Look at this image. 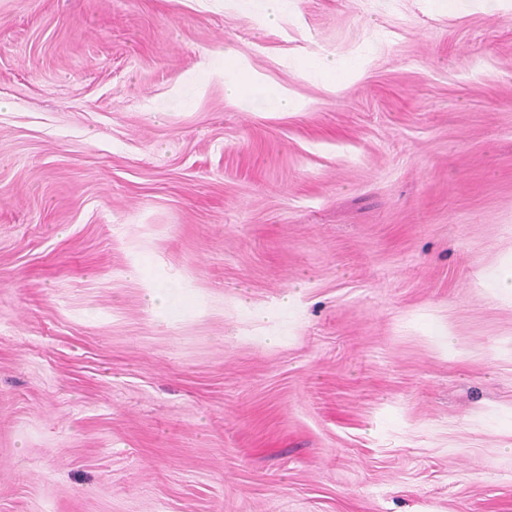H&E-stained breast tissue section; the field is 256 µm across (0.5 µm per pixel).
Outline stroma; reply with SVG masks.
<instances>
[{"label":"stroma","mask_w":512,"mask_h":512,"mask_svg":"<svg viewBox=\"0 0 512 512\" xmlns=\"http://www.w3.org/2000/svg\"><path fill=\"white\" fill-rule=\"evenodd\" d=\"M511 261L512 0H0V512H512ZM286 0H246L241 2V7L246 11L262 12L265 18L272 22L280 14ZM249 89L266 104L265 108L272 112H294L300 103L284 89H269L254 74L251 67L233 50L224 52V92L227 98L239 99L257 108L255 97ZM363 60L335 59L319 56L312 61L303 59L294 63L296 71L303 77L315 79L324 84H336L352 80L362 72Z\"/></svg>","instance_id":"1"}]
</instances>
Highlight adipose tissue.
<instances>
[{
	"label": "adipose tissue",
	"mask_w": 512,
	"mask_h": 512,
	"mask_svg": "<svg viewBox=\"0 0 512 512\" xmlns=\"http://www.w3.org/2000/svg\"><path fill=\"white\" fill-rule=\"evenodd\" d=\"M362 59H335L320 56L313 60L296 61L294 67L303 77L315 79L326 84H336L358 77L362 71ZM224 92L226 97L256 105L264 102L268 109L275 112H293L300 103L283 89H271L262 83L251 67L233 50L224 53Z\"/></svg>",
	"instance_id": "obj_1"
}]
</instances>
